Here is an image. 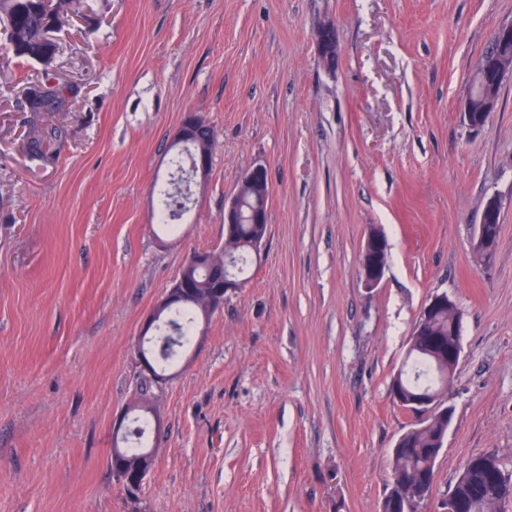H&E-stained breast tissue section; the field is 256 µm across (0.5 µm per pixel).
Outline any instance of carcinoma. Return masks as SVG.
I'll return each mask as SVG.
<instances>
[{
    "label": "carcinoma",
    "instance_id": "obj_1",
    "mask_svg": "<svg viewBox=\"0 0 512 512\" xmlns=\"http://www.w3.org/2000/svg\"><path fill=\"white\" fill-rule=\"evenodd\" d=\"M74 11V0H0V49L15 59L34 62L47 56L58 57L57 45L46 37L47 26L52 16L60 11ZM56 68H45L38 72L31 86L53 83L58 91H68L78 96L80 88L73 83L61 82L55 76ZM472 95L476 96L471 112L474 124H484L489 113L482 111L486 100L499 103L501 86L489 76H480L474 71L470 81ZM214 132L211 127L201 128L191 149L213 150ZM174 187L160 190L163 207L160 224L167 231L176 230L174 214L181 201L175 199ZM243 202L241 223L232 225L231 248L227 253L234 256L235 276L245 273L250 263L258 260L254 253L255 241L265 237L268 226L248 223L249 210L261 203V196L250 185H239ZM183 275L191 282L193 290L202 295L216 286L213 271L208 266L183 265ZM205 307L202 299L190 301L168 311L167 319L175 332H168L156 339L142 340V353L155 357V373L164 375L180 360L181 350L190 344L191 338L203 324ZM463 313L456 302L444 298V303L433 309L421 310L408 341L406 362L393 375L390 394L399 405L409 404L423 397H431L448 389L457 367V362L448 358L461 342ZM451 407L436 410L425 420L403 432L390 450V477L407 472L419 483L431 482L436 478V464L444 448ZM148 417L134 414L130 435L133 444L128 446L131 453L145 447L142 438L146 433ZM405 495L407 489L387 485L386 493L379 506V512H395L394 495ZM448 504L461 512H506L512 504V474L503 475L501 465L493 454H483L468 459L453 489L449 492Z\"/></svg>",
    "mask_w": 512,
    "mask_h": 512
}]
</instances>
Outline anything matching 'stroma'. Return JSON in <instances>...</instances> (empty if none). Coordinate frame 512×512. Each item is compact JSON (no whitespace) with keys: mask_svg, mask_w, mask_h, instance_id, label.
Here are the masks:
<instances>
[{"mask_svg":"<svg viewBox=\"0 0 512 512\" xmlns=\"http://www.w3.org/2000/svg\"><path fill=\"white\" fill-rule=\"evenodd\" d=\"M60 41L70 111L21 108L0 64V512H377L388 452L420 419L390 380L428 299L463 312L437 512L463 464L512 474V79L485 125L461 104L512 0H82ZM333 19L339 57L318 60ZM215 133L178 233L157 185L184 113ZM56 144L28 145L46 124ZM256 164L268 232L156 398L147 483L113 477L112 425L140 381L144 321ZM497 252L471 246L488 198ZM388 243L365 289L371 230Z\"/></svg>","mask_w":512,"mask_h":512,"instance_id":"1","label":"stroma"}]
</instances>
